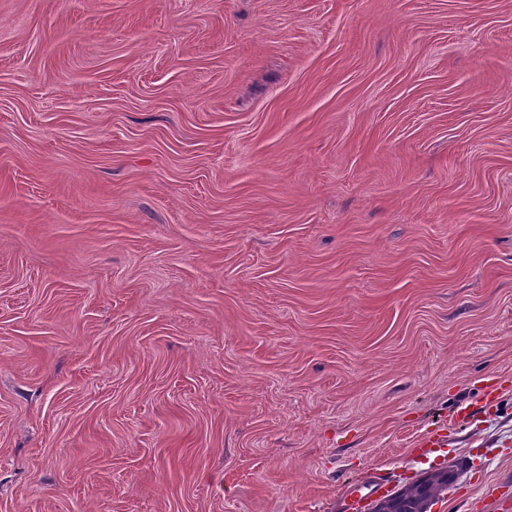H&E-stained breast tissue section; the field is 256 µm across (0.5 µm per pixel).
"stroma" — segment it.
Returning <instances> with one entry per match:
<instances>
[{
  "mask_svg": "<svg viewBox=\"0 0 512 512\" xmlns=\"http://www.w3.org/2000/svg\"><path fill=\"white\" fill-rule=\"evenodd\" d=\"M452 465L512 512V0H0V512Z\"/></svg>",
  "mask_w": 512,
  "mask_h": 512,
  "instance_id": "35a3bbf8",
  "label": "stroma"
}]
</instances>
